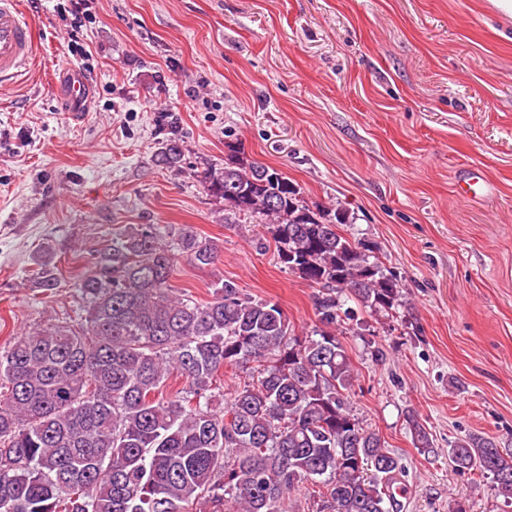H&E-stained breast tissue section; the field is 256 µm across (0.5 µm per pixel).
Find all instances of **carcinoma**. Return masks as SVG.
I'll list each match as a JSON object with an SVG mask.
<instances>
[{
    "label": "carcinoma",
    "mask_w": 512,
    "mask_h": 512,
    "mask_svg": "<svg viewBox=\"0 0 512 512\" xmlns=\"http://www.w3.org/2000/svg\"><path fill=\"white\" fill-rule=\"evenodd\" d=\"M182 159L176 138L155 155L165 168ZM201 182L264 220L280 263L317 288L311 334L231 279L204 303L174 293L176 259L209 267L220 243L188 226H129L78 280L84 325L46 324L0 350V512H291L302 489L315 512L403 509L392 491L405 465L354 414L358 371L341 340L348 303L387 315L402 280L340 231L347 209L311 208L282 172L231 144ZM37 285L58 287L54 265ZM250 364L251 380L224 393L220 371ZM173 375L185 386L166 397ZM407 424L431 452L415 413ZM448 460L512 506V449L472 434Z\"/></svg>",
    "instance_id": "carcinoma-1"
}]
</instances>
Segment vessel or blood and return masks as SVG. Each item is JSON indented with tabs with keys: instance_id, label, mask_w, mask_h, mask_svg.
Masks as SVG:
<instances>
[{
	"instance_id": "vessel-or-blood-1",
	"label": "vessel or blood",
	"mask_w": 512,
	"mask_h": 512,
	"mask_svg": "<svg viewBox=\"0 0 512 512\" xmlns=\"http://www.w3.org/2000/svg\"><path fill=\"white\" fill-rule=\"evenodd\" d=\"M37 57V45L29 18L18 0H0V84L22 79ZM459 192L473 199L493 195L495 188L477 168L461 171L456 178Z\"/></svg>"
}]
</instances>
